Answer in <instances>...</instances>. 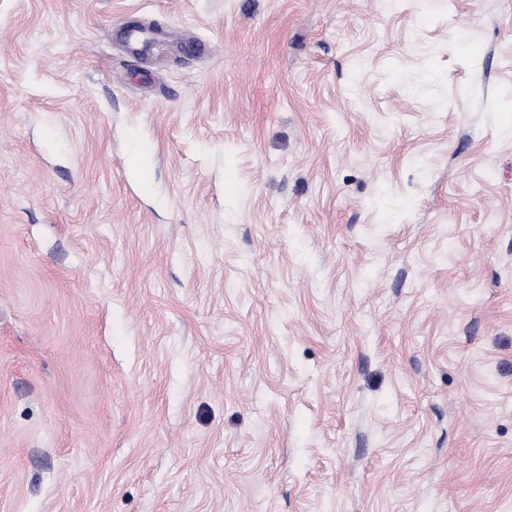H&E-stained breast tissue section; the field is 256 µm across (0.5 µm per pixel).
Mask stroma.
I'll list each match as a JSON object with an SVG mask.
<instances>
[{
    "label": "stroma",
    "instance_id": "35a3bbf8",
    "mask_svg": "<svg viewBox=\"0 0 512 512\" xmlns=\"http://www.w3.org/2000/svg\"><path fill=\"white\" fill-rule=\"evenodd\" d=\"M0 512H512V0H0Z\"/></svg>",
    "mask_w": 512,
    "mask_h": 512
}]
</instances>
